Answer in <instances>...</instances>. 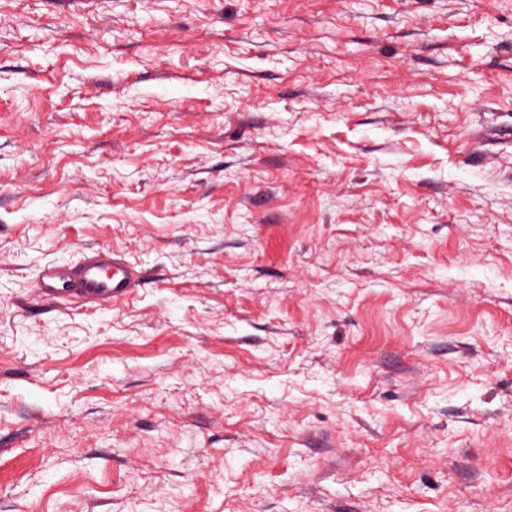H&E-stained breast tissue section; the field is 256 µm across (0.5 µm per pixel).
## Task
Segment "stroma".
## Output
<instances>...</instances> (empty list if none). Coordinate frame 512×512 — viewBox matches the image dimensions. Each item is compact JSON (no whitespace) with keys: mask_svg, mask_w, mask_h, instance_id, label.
<instances>
[{"mask_svg":"<svg viewBox=\"0 0 512 512\" xmlns=\"http://www.w3.org/2000/svg\"><path fill=\"white\" fill-rule=\"evenodd\" d=\"M0 512H512V0H0ZM139 282L138 270L112 250L98 248L83 254L77 264L43 265L34 288L43 300L76 298L88 303L112 304L124 299Z\"/></svg>","mask_w":512,"mask_h":512,"instance_id":"stroma-1","label":"stroma"}]
</instances>
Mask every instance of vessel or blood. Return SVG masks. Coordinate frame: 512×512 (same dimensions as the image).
Listing matches in <instances>:
<instances>
[{"instance_id":"vessel-or-blood-1","label":"vessel or blood","mask_w":512,"mask_h":512,"mask_svg":"<svg viewBox=\"0 0 512 512\" xmlns=\"http://www.w3.org/2000/svg\"><path fill=\"white\" fill-rule=\"evenodd\" d=\"M139 282L138 270L111 250L98 248L83 254L74 264L42 266L34 288L43 300L76 298L109 304L124 299Z\"/></svg>"}]
</instances>
